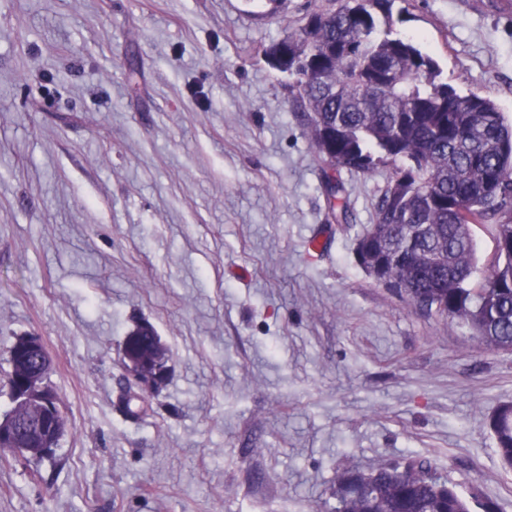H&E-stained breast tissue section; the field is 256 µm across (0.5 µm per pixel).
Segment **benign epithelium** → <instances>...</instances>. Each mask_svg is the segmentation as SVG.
I'll return each mask as SVG.
<instances>
[{"label":"benign epithelium","mask_w":512,"mask_h":512,"mask_svg":"<svg viewBox=\"0 0 512 512\" xmlns=\"http://www.w3.org/2000/svg\"><path fill=\"white\" fill-rule=\"evenodd\" d=\"M11 392L14 406L0 416V448L19 460L38 459L53 454L66 429V419L52 399L47 382L50 358L42 339L22 336L12 346ZM124 366L137 384L150 387L160 375L165 351L156 330L148 323L138 335L125 339Z\"/></svg>","instance_id":"1"}]
</instances>
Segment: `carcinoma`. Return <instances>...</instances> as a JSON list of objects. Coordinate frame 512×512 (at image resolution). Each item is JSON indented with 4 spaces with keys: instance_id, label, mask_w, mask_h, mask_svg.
<instances>
[{
    "instance_id": "1",
    "label": "carcinoma",
    "mask_w": 512,
    "mask_h": 512,
    "mask_svg": "<svg viewBox=\"0 0 512 512\" xmlns=\"http://www.w3.org/2000/svg\"><path fill=\"white\" fill-rule=\"evenodd\" d=\"M392 0H327L264 50L288 75L310 141L329 161L322 187L336 223H349L340 170L390 164L375 222L361 236L381 284L422 315L512 352V122L488 97L461 94L412 39L391 37ZM493 224L496 257L477 277L473 224ZM496 452L512 468V402L489 418ZM336 512H472L456 486L413 459L365 475L336 473Z\"/></svg>"
}]
</instances>
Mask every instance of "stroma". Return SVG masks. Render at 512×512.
<instances>
[{"instance_id":"35a3bbf8","label":"stroma","mask_w":512,"mask_h":512,"mask_svg":"<svg viewBox=\"0 0 512 512\" xmlns=\"http://www.w3.org/2000/svg\"><path fill=\"white\" fill-rule=\"evenodd\" d=\"M325 2L0 0V415L34 334L67 419L54 456L0 463V512H335L337 471L407 455L512 512V353L358 265L393 169L343 172L329 222L263 56ZM390 28L512 119V0H394ZM144 320L166 373L132 419ZM489 425L501 462L512 468V402L499 404L490 415Z\"/></svg>"}]
</instances>
